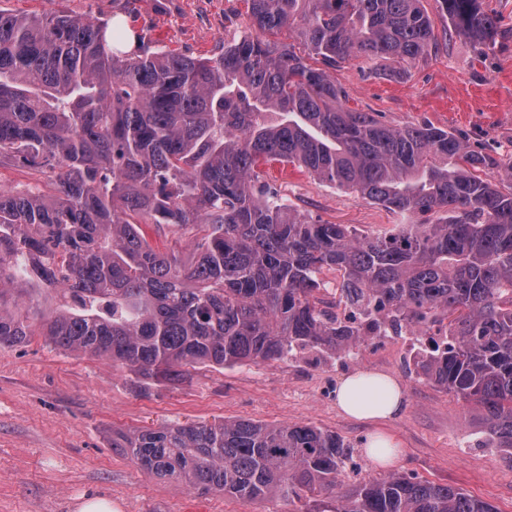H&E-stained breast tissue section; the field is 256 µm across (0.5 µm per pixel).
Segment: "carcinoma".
Listing matches in <instances>:
<instances>
[{"label":"carcinoma","instance_id":"obj_1","mask_svg":"<svg viewBox=\"0 0 512 512\" xmlns=\"http://www.w3.org/2000/svg\"><path fill=\"white\" fill-rule=\"evenodd\" d=\"M457 32L499 36L481 0H436ZM256 35L190 57L107 21L0 11V346L42 336L143 379L185 366L333 356L404 326L429 336L416 375L478 407L512 450V158L430 125L389 126L342 106L328 69L357 54L412 63L436 45L421 0H245ZM297 24L314 68L266 38ZM273 161L425 220L360 237L320 224L259 181ZM504 171L505 187L480 176ZM196 232L182 261L144 227ZM339 274L331 292L321 275ZM56 290L40 324L28 288ZM112 447L156 476L301 512H497L413 473L348 484L352 445L310 424L248 420L119 432Z\"/></svg>","mask_w":512,"mask_h":512}]
</instances>
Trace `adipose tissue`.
Wrapping results in <instances>:
<instances>
[{"label": "adipose tissue", "instance_id": "1", "mask_svg": "<svg viewBox=\"0 0 512 512\" xmlns=\"http://www.w3.org/2000/svg\"><path fill=\"white\" fill-rule=\"evenodd\" d=\"M337 404L349 416L359 419H387L403 407L400 386L385 374L358 371L350 375L337 390Z\"/></svg>", "mask_w": 512, "mask_h": 512}]
</instances>
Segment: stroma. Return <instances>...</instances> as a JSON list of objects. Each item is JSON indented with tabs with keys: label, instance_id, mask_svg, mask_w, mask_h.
Listing matches in <instances>:
<instances>
[{
	"label": "stroma",
	"instance_id": "obj_1",
	"mask_svg": "<svg viewBox=\"0 0 512 512\" xmlns=\"http://www.w3.org/2000/svg\"><path fill=\"white\" fill-rule=\"evenodd\" d=\"M484 6L502 30L490 46L456 34L436 0H423L435 49L393 77L375 75L372 62L362 57L341 64L335 76L347 92L345 107L378 113L397 128L430 124L462 132L472 150L511 158L512 0H484ZM0 10L119 19L193 57L250 29L243 0H0ZM260 177L322 224H348L373 236L404 221L290 164L267 165ZM407 361L397 346L367 345L350 357L310 353L234 367H189L182 381L141 383L108 358L64 351L40 336L0 347V512H78L85 495L111 499L112 512H298V501L281 496L242 502L188 489L112 446L117 431L218 420L312 424L353 445L361 477L413 472L461 487L497 512H512V452L488 444L478 408L418 378ZM361 369L399 383L404 404L396 417L376 423L338 407L339 383ZM377 432L398 445L392 467L365 451L364 438Z\"/></svg>",
	"mask_w": 512,
	"mask_h": 512
}]
</instances>
